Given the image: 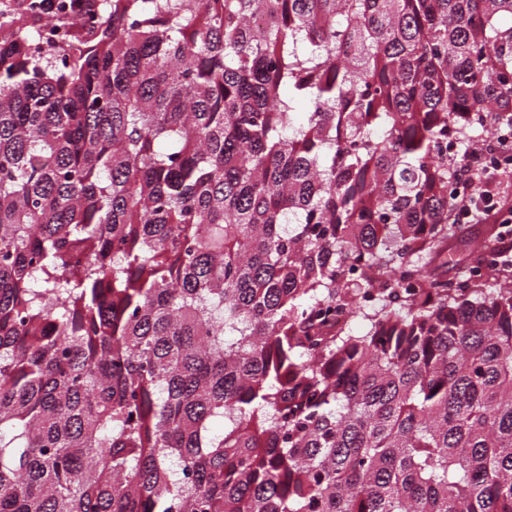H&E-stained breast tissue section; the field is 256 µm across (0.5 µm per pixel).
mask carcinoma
Returning <instances> with one entry per match:
<instances>
[{
	"instance_id": "obj_1",
	"label": "carcinoma",
	"mask_w": 512,
	"mask_h": 512,
	"mask_svg": "<svg viewBox=\"0 0 512 512\" xmlns=\"http://www.w3.org/2000/svg\"><path fill=\"white\" fill-rule=\"evenodd\" d=\"M103 10L0 26V512H512V257L448 277L440 150L512 131V0Z\"/></svg>"
}]
</instances>
